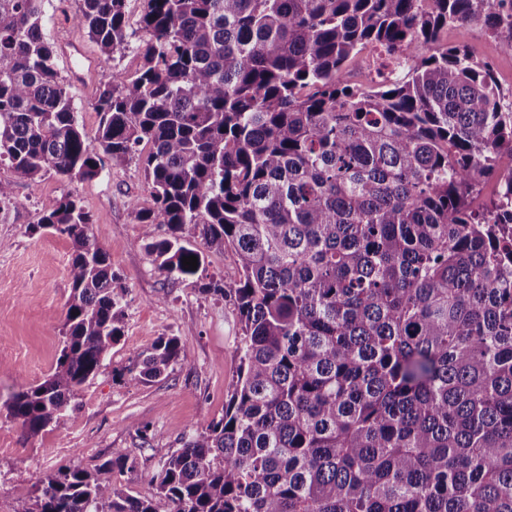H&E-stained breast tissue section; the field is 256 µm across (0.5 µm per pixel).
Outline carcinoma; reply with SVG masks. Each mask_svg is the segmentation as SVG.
<instances>
[{"instance_id": "obj_1", "label": "carcinoma", "mask_w": 512, "mask_h": 512, "mask_svg": "<svg viewBox=\"0 0 512 512\" xmlns=\"http://www.w3.org/2000/svg\"><path fill=\"white\" fill-rule=\"evenodd\" d=\"M43 2L0 0V164L87 179L151 144L142 240L174 280L204 261L187 230L231 248L240 277L215 291L242 339L224 416L161 456L151 495L73 466L41 481L35 512H512V99L440 43L479 23L512 52V0H147L138 31L126 0H82L72 25L105 59L133 42L142 58L100 91L93 139ZM367 46L400 71L350 85ZM90 224L65 198L36 225L73 254L61 354L9 408L33 436L121 336ZM181 353L158 337L130 381ZM128 462L114 448L99 471Z\"/></svg>"}]
</instances>
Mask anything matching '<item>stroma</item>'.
I'll return each mask as SVG.
<instances>
[{
  "label": "stroma",
  "instance_id": "obj_1",
  "mask_svg": "<svg viewBox=\"0 0 512 512\" xmlns=\"http://www.w3.org/2000/svg\"><path fill=\"white\" fill-rule=\"evenodd\" d=\"M441 42L491 62L502 93L512 96V53L503 37L470 23L450 27ZM141 64L135 48L118 51L99 63L93 89L73 87L76 118L88 137L100 124L93 107L99 88L116 71L135 77ZM0 180L13 184V202L0 210V512H31L40 480L67 466L96 471L116 448L127 452L129 462L108 473L107 481L125 494H151L162 450L181 447L224 414L242 331L233 301L214 288L238 279L235 256L228 248L207 250L195 275L169 279L145 249L132 209L136 201L151 203V187L136 160L106 167L93 179L50 172L33 182L16 180L2 164ZM66 196L90 214V233L110 256L123 329L98 375L79 388L75 411L31 436L9 418L8 406L15 393L51 373L63 346L73 249L36 224L48 205ZM161 336L178 337L183 357L154 382L129 383L132 359Z\"/></svg>",
  "mask_w": 512,
  "mask_h": 512
}]
</instances>
